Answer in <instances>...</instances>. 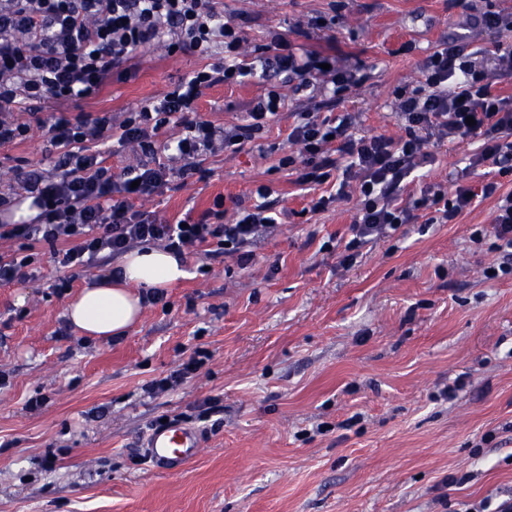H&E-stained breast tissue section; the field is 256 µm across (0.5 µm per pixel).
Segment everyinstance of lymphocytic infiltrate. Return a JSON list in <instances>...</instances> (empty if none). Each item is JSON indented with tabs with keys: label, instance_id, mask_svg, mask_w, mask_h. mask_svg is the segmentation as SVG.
I'll use <instances>...</instances> for the list:
<instances>
[{
	"label": "lymphocytic infiltrate",
	"instance_id": "lymphocytic-infiltrate-1",
	"mask_svg": "<svg viewBox=\"0 0 512 512\" xmlns=\"http://www.w3.org/2000/svg\"><path fill=\"white\" fill-rule=\"evenodd\" d=\"M218 0H0V148L22 142L34 110L48 109L47 148L51 171L30 172L0 191V239L44 242L62 268L99 267L104 255L119 256L138 245L157 244L176 254L215 246L240 268L255 260L252 245L273 232L279 216L267 187L235 197L238 218L224 221V199L199 219L171 223L136 210L133 202L188 178L206 176L204 162L218 149L243 146L274 119L281 96L268 92L251 101L242 122L220 127L197 116L204 89L240 81L250 68L239 62L241 29L225 20ZM186 46L199 56L222 48V63L205 66L158 98L144 100L122 120L110 113L67 116L70 102L96 94L115 73H123L138 51ZM265 51L275 74L295 75L299 86L330 101L342 100L357 84L356 68L319 52L296 54L283 34H273ZM512 76V47L495 52L484 69L464 38L437 45L417 79L395 90V109L404 136H356V117L330 119L317 112L295 113L288 141L293 150L279 161L298 185L325 183L333 170L355 179L356 213L340 263L349 266L361 249L390 237L405 224L425 219L452 224L475 198H495L487 223L470 233L474 244L491 241L499 257L494 278L512 277V191L490 181L480 189L429 183L419 197H405L410 183L430 161L432 148L455 139L477 144L471 167L491 164L512 175V96L497 93ZM179 134L158 141L167 126ZM146 156L141 166L112 171L103 158L109 141ZM170 154L165 165H150L157 149ZM30 200L37 214L14 220L15 206Z\"/></svg>",
	"mask_w": 512,
	"mask_h": 512
}]
</instances>
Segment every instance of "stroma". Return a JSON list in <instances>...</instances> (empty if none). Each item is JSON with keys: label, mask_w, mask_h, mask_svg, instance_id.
Masks as SVG:
<instances>
[{"label": "stroma", "mask_w": 512, "mask_h": 512, "mask_svg": "<svg viewBox=\"0 0 512 512\" xmlns=\"http://www.w3.org/2000/svg\"><path fill=\"white\" fill-rule=\"evenodd\" d=\"M242 27L240 60L253 64L270 32L306 50L335 45L363 62L367 79L342 102L295 92L255 66L240 84L204 90L201 119L238 121L274 89L284 105L269 129L208 157L206 179L135 200L169 221L199 217L216 196L269 186L284 223L254 247L256 260L186 255L188 275L145 304L126 336L101 341L68 324L65 306L98 269H69L59 291L51 248L28 249L33 278L0 286V512H464L512 497V279L484 280L496 258L475 247L494 199L453 224H407L337 263L355 203L306 209L307 191L278 162L298 112L360 115L358 134L403 135L397 86L415 79L443 40L469 33L475 48L512 45V33L472 25L474 8L512 13V0H221ZM322 29H310L312 20ZM191 51L137 53L68 112H123L166 92L205 63ZM46 130L32 123L0 149V182L16 170L51 169ZM472 141L436 148L428 182L464 177L480 188L495 167L463 171ZM211 357L174 390L149 395L195 348ZM455 402L439 400L455 378ZM41 397V408L28 407ZM204 433V449L179 474L149 467L140 444L159 417Z\"/></svg>", "instance_id": "1"}]
</instances>
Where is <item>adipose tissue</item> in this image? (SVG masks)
<instances>
[{
	"mask_svg": "<svg viewBox=\"0 0 512 512\" xmlns=\"http://www.w3.org/2000/svg\"><path fill=\"white\" fill-rule=\"evenodd\" d=\"M186 275L182 258L160 247H137L124 254L112 276L90 281L65 315L91 337L118 338L139 320L142 290L171 287Z\"/></svg>",
	"mask_w": 512,
	"mask_h": 512,
	"instance_id": "1",
	"label": "adipose tissue"
}]
</instances>
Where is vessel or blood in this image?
Segmentation results:
<instances>
[{
  "label": "vessel or blood",
  "mask_w": 512,
  "mask_h": 512,
  "mask_svg": "<svg viewBox=\"0 0 512 512\" xmlns=\"http://www.w3.org/2000/svg\"><path fill=\"white\" fill-rule=\"evenodd\" d=\"M203 440L201 434L181 422H173L151 430L143 446L148 462L158 471L176 474L200 451Z\"/></svg>",
  "instance_id": "vessel-or-blood-1"
}]
</instances>
